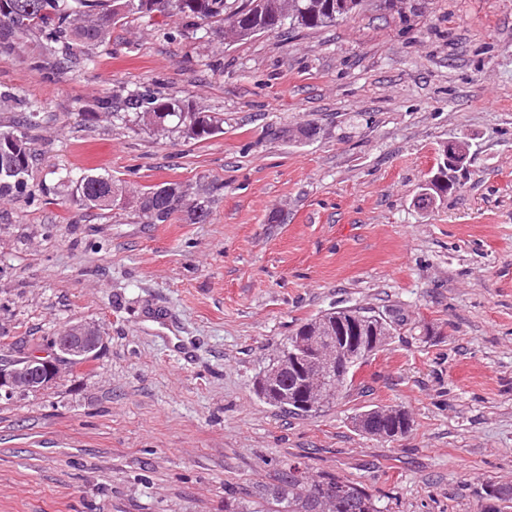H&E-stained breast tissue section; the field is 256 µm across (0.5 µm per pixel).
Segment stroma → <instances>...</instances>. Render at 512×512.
<instances>
[{
	"label": "stroma",
	"mask_w": 512,
	"mask_h": 512,
	"mask_svg": "<svg viewBox=\"0 0 512 512\" xmlns=\"http://www.w3.org/2000/svg\"><path fill=\"white\" fill-rule=\"evenodd\" d=\"M93 54L53 72L32 37L0 57V91L39 104L35 198L0 200V358L71 321L105 336L48 387L0 391V512H224L294 461L389 512H486L482 487L512 485V0H362L230 43L130 18ZM148 87L222 113L223 134L95 118ZM451 139L470 175L420 209ZM88 169L129 192L182 183L210 216L80 206L60 185ZM333 307L404 320L324 412L263 403L258 372ZM382 405L409 413L406 437L356 429ZM304 11L300 15L289 22V25L297 28L304 29H319L333 25L338 18H334L331 13L326 10L324 4H319V1H334V0H300Z\"/></svg>",
	"instance_id": "obj_1"
}]
</instances>
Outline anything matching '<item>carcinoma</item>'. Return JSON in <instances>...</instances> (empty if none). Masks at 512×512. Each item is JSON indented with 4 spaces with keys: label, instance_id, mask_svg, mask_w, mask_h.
<instances>
[{
    "label": "carcinoma",
    "instance_id": "obj_1",
    "mask_svg": "<svg viewBox=\"0 0 512 512\" xmlns=\"http://www.w3.org/2000/svg\"><path fill=\"white\" fill-rule=\"evenodd\" d=\"M304 11L289 24L304 29H319L333 25L336 18L319 0H302ZM160 14L178 16L193 25L212 28L217 37L224 36V25L238 18L245 27H269L277 30L283 23L277 15V0H263L261 11L253 16L239 11L231 0H0V46L11 50L15 41L38 32L44 59L81 61L88 66L95 62L92 47L103 43L112 31V25L131 16L152 17ZM28 112L25 121L13 129L17 138L10 143L0 142V197L31 199L33 190L28 177L35 161L26 129L36 124L39 106L22 103ZM101 112L95 116L146 125V118L162 127L165 134H174L185 140H206L224 132V118L199 108L189 98L167 97L144 91L128 95L122 107L114 105L113 97L100 100ZM71 199L83 206L101 211L119 207L123 194L112 178L90 173L69 185ZM136 209L154 224H163L178 211H185L193 224H203L209 218L206 201L191 198L177 182H164L134 196ZM337 321L348 336H369L372 327L381 322L389 327L400 322L398 314H372L360 308H342L311 319L295 331L297 336H311L326 321ZM302 378L294 373L284 375L280 393L265 400L268 405L295 415L318 414L335 404L340 394L331 393L322 407L308 412L295 405L293 399L300 391ZM362 433L375 438L396 429L401 436L412 430L407 411L400 415H385L384 408L375 407L360 412L354 418ZM490 500L487 512H512V485H489L485 490ZM258 500L246 505L236 498H224V512H385L387 507L369 494L359 483L340 476L313 477L301 464L288 465L281 485L264 487L257 493Z\"/></svg>",
    "mask_w": 512,
    "mask_h": 512
}]
</instances>
